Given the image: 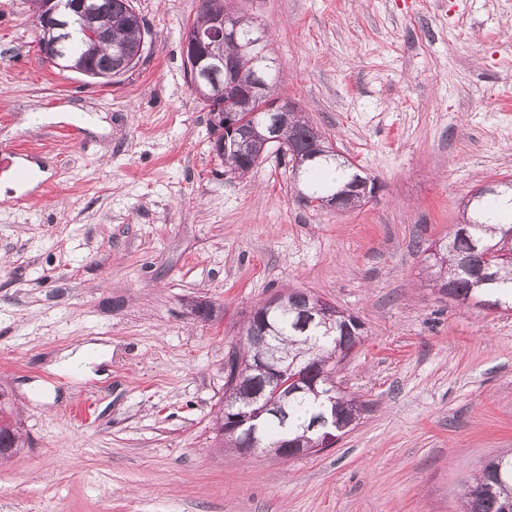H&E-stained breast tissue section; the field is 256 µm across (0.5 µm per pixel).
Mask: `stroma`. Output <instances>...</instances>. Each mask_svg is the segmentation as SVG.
<instances>
[{
    "instance_id": "stroma-1",
    "label": "stroma",
    "mask_w": 512,
    "mask_h": 512,
    "mask_svg": "<svg viewBox=\"0 0 512 512\" xmlns=\"http://www.w3.org/2000/svg\"><path fill=\"white\" fill-rule=\"evenodd\" d=\"M136 4L152 47L106 84L0 0V174L45 172L0 198V392L25 440L0 512H459L512 448V311L434 290L424 250L512 178V0H233L272 29L277 93L375 179L345 213L300 205L272 152L225 174L184 65L199 0ZM289 288L363 322L335 381L371 408L320 453L218 451L227 353ZM84 343L91 367H62Z\"/></svg>"
}]
</instances>
